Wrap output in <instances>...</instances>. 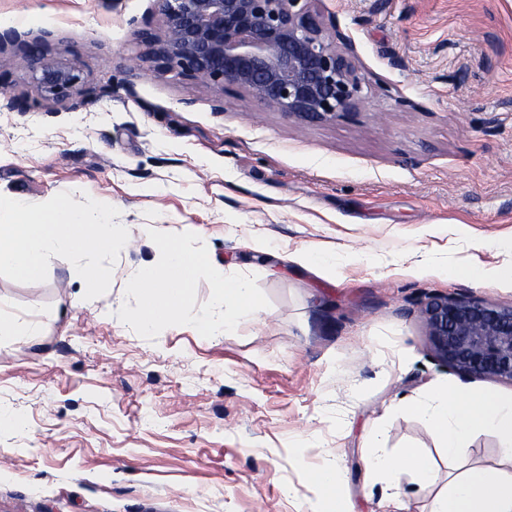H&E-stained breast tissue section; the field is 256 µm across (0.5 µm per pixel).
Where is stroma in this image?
Here are the masks:
<instances>
[{
	"label": "stroma",
	"mask_w": 512,
	"mask_h": 512,
	"mask_svg": "<svg viewBox=\"0 0 512 512\" xmlns=\"http://www.w3.org/2000/svg\"><path fill=\"white\" fill-rule=\"evenodd\" d=\"M363 78L355 110L306 123L236 88L157 76L141 42L161 34L155 0H0L21 31H51L76 64L85 106L38 90L0 52V196L29 209L107 204L130 246L90 254V293L68 254L28 280L0 270V512H306L328 465L353 512H383L367 466L421 449L435 486L401 478L405 512H428L449 475L500 468L502 439L447 457L401 399L476 387L434 361L418 300L473 294L512 305V282L466 277L512 256V0H316ZM8 93V94H9ZM206 254L181 311L145 334L131 283L163 271L161 241ZM336 252L330 276L292 264ZM455 269L446 278L440 265ZM247 278L260 310L229 336L198 319L214 274ZM37 335H28L31 323Z\"/></svg>",
	"instance_id": "obj_1"
}]
</instances>
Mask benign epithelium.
Here are the masks:
<instances>
[{
    "mask_svg": "<svg viewBox=\"0 0 512 512\" xmlns=\"http://www.w3.org/2000/svg\"><path fill=\"white\" fill-rule=\"evenodd\" d=\"M163 34L149 36L159 71L247 92L264 108L301 121H334L361 98L363 82L302 0H156ZM0 30V51L18 50L45 95L79 94V70L47 57L46 38ZM434 356L466 378L512 385V306L471 294L419 301Z\"/></svg>",
    "mask_w": 512,
    "mask_h": 512,
    "instance_id": "benign-epithelium-1",
    "label": "benign epithelium"
}]
</instances>
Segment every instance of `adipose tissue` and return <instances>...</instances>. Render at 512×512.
<instances>
[{"instance_id":"1","label":"adipose tissue","mask_w":512,"mask_h":512,"mask_svg":"<svg viewBox=\"0 0 512 512\" xmlns=\"http://www.w3.org/2000/svg\"><path fill=\"white\" fill-rule=\"evenodd\" d=\"M108 216L105 205L93 212L57 205L33 213L22 201L0 198V268L35 277L42 272L49 253L65 251L79 263L91 253L122 247L126 240L115 233ZM161 249L167 257L165 271L158 275L144 269L133 283L141 309L131 322L143 331L170 318L186 303L190 283L208 263L205 256L188 254L172 241L162 242ZM211 297L214 315L198 321L206 336L229 335L236 320L260 308L249 283L240 278L216 275ZM404 409L428 420L451 458L463 456L467 441L487 431L499 433L505 442L501 455L508 469L472 467L449 478L434 498L431 512H512V397L442 385L433 390L429 400L409 402ZM382 439L379 432L370 439L367 463L371 470L393 482L408 469L421 484L435 483L436 471L428 458L413 448L398 457L382 454Z\"/></svg>"}]
</instances>
